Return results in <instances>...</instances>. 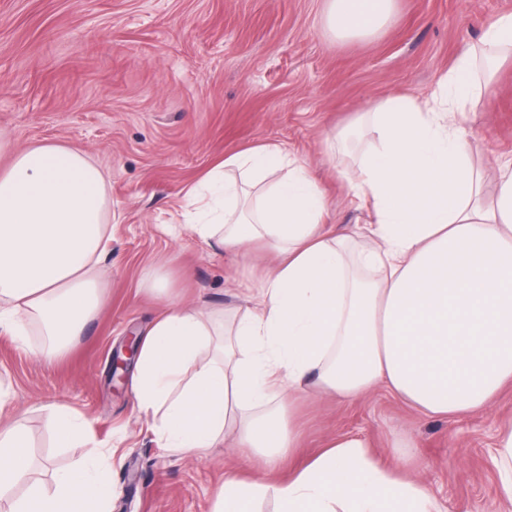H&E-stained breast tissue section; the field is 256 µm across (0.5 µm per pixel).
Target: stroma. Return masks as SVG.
Returning <instances> with one entry per match:
<instances>
[{
	"instance_id": "1",
	"label": "stroma",
	"mask_w": 512,
	"mask_h": 512,
	"mask_svg": "<svg viewBox=\"0 0 512 512\" xmlns=\"http://www.w3.org/2000/svg\"><path fill=\"white\" fill-rule=\"evenodd\" d=\"M325 0H0V152L37 144L77 147L108 175L105 242L109 302L62 357L32 355L0 332V415L21 419L34 462L70 468L84 448L54 445L50 409L67 405L93 425L112 455L113 512H214L215 486L251 459L223 447L183 455L160 447L135 406L132 383L112 388L113 349L144 332L160 308L144 285L156 268L185 302L232 313L242 284L259 285L274 254H209L183 219L185 187L217 160L261 143L280 144L323 183L328 222L343 233L370 223L341 171L370 138L356 125L367 102L425 99L512 0H396L389 27L372 39L339 41L324 25ZM475 139L473 163L512 161V59L462 124ZM293 422L303 462L328 442L365 437L390 465L415 445L420 478L440 512H495L498 479L490 454L512 387L491 408L430 418L379 389L354 402L299 398Z\"/></svg>"
}]
</instances>
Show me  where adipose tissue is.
<instances>
[{"instance_id": "adipose-tissue-1", "label": "adipose tissue", "mask_w": 512, "mask_h": 512, "mask_svg": "<svg viewBox=\"0 0 512 512\" xmlns=\"http://www.w3.org/2000/svg\"><path fill=\"white\" fill-rule=\"evenodd\" d=\"M395 0H326L336 39L373 37ZM512 56V14L466 48L430 99H388L361 113L374 139L349 183L370 202L355 235L327 227L321 183L285 150L263 144L217 161L188 187L193 234L208 248L262 243L277 261L250 289L252 309L225 322L202 314L168 281L150 292L165 306L139 341L137 407L162 447L183 455L222 447L233 432L271 467L296 446L284 407L303 394L352 401L384 388L429 416L490 408L512 385V165L474 166L461 123L492 85L475 83L480 50ZM493 202H485L486 180ZM107 176L86 152L38 145L0 169V330L26 336L39 356L66 354L107 302L100 266L109 214ZM58 447L87 444L78 410H51ZM493 462L502 512H512V421L500 426ZM108 464L89 457L34 481L26 433L0 418V503L9 512H112ZM214 512H434L413 462L387 466L358 437L333 440L288 479L229 475Z\"/></svg>"}]
</instances>
